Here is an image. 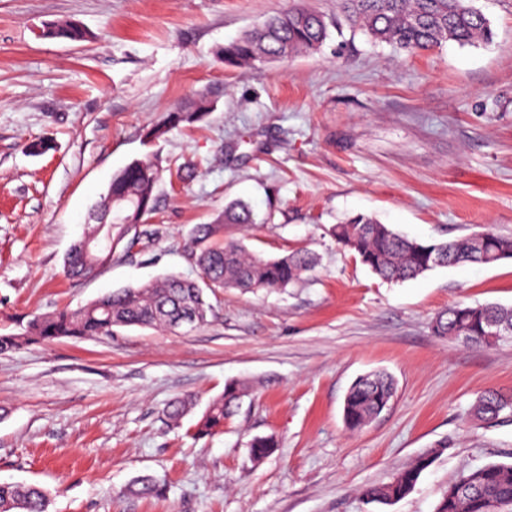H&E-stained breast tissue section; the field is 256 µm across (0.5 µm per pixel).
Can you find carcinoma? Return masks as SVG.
I'll list each match as a JSON object with an SVG mask.
<instances>
[{
	"mask_svg": "<svg viewBox=\"0 0 512 512\" xmlns=\"http://www.w3.org/2000/svg\"><path fill=\"white\" fill-rule=\"evenodd\" d=\"M346 19L375 43H385L407 55L440 48L449 42L460 46L490 41L493 32L484 14L470 0H340ZM49 38L85 41L88 33L63 21L51 23ZM328 36L325 16L315 10L290 8L268 16L263 23L239 40L220 48L218 54L228 66L285 61L300 53L318 50ZM218 96L205 91L185 107L167 114L148 129L146 141L161 138L170 128L192 125L212 111ZM162 161L148 153L118 171L111 185L93 209L94 223L87 236H111L112 251L84 249L76 244L65 260V273L82 279L112 260L111 252L126 248L127 239L136 243L153 240L156 231L148 224L157 210L155 189L161 179ZM256 223L252 207L236 201L225 206L213 224L197 225L185 245L189 261L200 271L197 280L168 276L155 283L108 292L77 309H61L33 317L20 334H1L0 353L33 343L60 338H110L120 327L164 328L175 331L182 322L191 327L210 323L213 305L208 294L226 288L243 291L278 290L300 279L315 263L306 251H293L277 258L248 252L234 240H224V225ZM336 241L354 254L379 278L402 282L440 266L470 263L492 265L512 259V237L490 231L449 241L421 243L393 230L376 219L357 214L333 228ZM512 330V307L486 304H458L436 317L433 332L438 337L461 338L479 347L495 346L505 340L493 336L492 325ZM395 382L384 371L361 375L351 384L343 407V420L350 430L365 427L395 396ZM245 387L236 381L225 384L224 392L212 398L194 425L195 435L209 436L224 428L239 407ZM474 418L488 426L512 422V395L487 391L473 405ZM276 447L270 437L250 442L257 458ZM433 462L430 454L415 458L391 482L362 490L369 502L390 504L406 496L423 471ZM134 492L144 497L161 493L151 478L143 477ZM49 497L34 485L0 483V512H48ZM437 512H512V463H489L467 470L448 487Z\"/></svg>",
	"mask_w": 512,
	"mask_h": 512,
	"instance_id": "cac0c4a2",
	"label": "carcinoma"
}]
</instances>
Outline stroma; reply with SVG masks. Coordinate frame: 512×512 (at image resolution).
Wrapping results in <instances>:
<instances>
[{
	"label": "stroma",
	"instance_id": "stroma-1",
	"mask_svg": "<svg viewBox=\"0 0 512 512\" xmlns=\"http://www.w3.org/2000/svg\"><path fill=\"white\" fill-rule=\"evenodd\" d=\"M474 5L491 42L409 57L372 43L336 0H0V334L167 274L197 278L184 246L234 200L257 222L225 226V239L317 258L287 288L218 293L204 327L0 353V483L44 488L49 512H436L460 472L512 463V424L471 415L484 391L512 394V342L432 331L456 304L512 307V259L390 283L332 234L362 213L424 242L512 236V0ZM294 6L326 16L318 51L251 68L217 56ZM57 21L93 41L46 37ZM218 85L204 121L145 144L167 112ZM42 139L50 149L31 151ZM151 151L171 165L154 240L69 279L65 257L113 174ZM377 370L393 376L394 401L347 430L345 394ZM231 380L247 388L239 409L195 436ZM178 397L196 405L176 426L164 410ZM256 436L277 448L254 458ZM426 453L404 498L362 499ZM142 475L159 496L130 493Z\"/></svg>",
	"mask_w": 512,
	"mask_h": 512
}]
</instances>
